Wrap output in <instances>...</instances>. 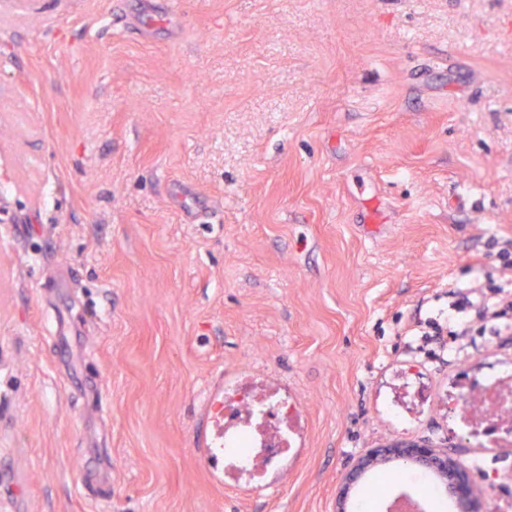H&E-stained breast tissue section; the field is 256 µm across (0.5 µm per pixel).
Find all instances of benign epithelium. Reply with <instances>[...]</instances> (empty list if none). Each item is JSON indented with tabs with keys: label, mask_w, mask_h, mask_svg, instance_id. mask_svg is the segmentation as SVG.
<instances>
[{
	"label": "benign epithelium",
	"mask_w": 512,
	"mask_h": 512,
	"mask_svg": "<svg viewBox=\"0 0 512 512\" xmlns=\"http://www.w3.org/2000/svg\"><path fill=\"white\" fill-rule=\"evenodd\" d=\"M409 465L420 467L437 476L445 489L457 492L458 512H473V500L467 498L464 487L473 482L466 470L457 468L448 451L428 448L416 443H403L393 448H374L367 454L366 463L355 467L348 477V483L357 481L370 465Z\"/></svg>",
	"instance_id": "7a95c632"
}]
</instances>
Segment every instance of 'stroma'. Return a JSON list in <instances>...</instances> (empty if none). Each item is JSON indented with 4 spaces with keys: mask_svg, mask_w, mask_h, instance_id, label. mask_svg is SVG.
I'll return each instance as SVG.
<instances>
[{
    "mask_svg": "<svg viewBox=\"0 0 512 512\" xmlns=\"http://www.w3.org/2000/svg\"><path fill=\"white\" fill-rule=\"evenodd\" d=\"M1 184L0 512H336L401 442L512 512L397 333L512 240V0H0ZM244 374L301 413L250 490L207 450ZM409 465L420 467L437 476L445 490L454 489L457 492L456 502L460 512L473 511V500L468 499L464 490L465 486L475 482L468 471L457 468L453 459L448 458V451L440 448H427L416 443H403L394 448H374L367 454L366 463L355 467L348 477L345 492L339 503L338 512L347 511L345 499L349 487L357 481L369 465Z\"/></svg>",
    "mask_w": 512,
    "mask_h": 512,
    "instance_id": "obj_1",
    "label": "stroma"
}]
</instances>
